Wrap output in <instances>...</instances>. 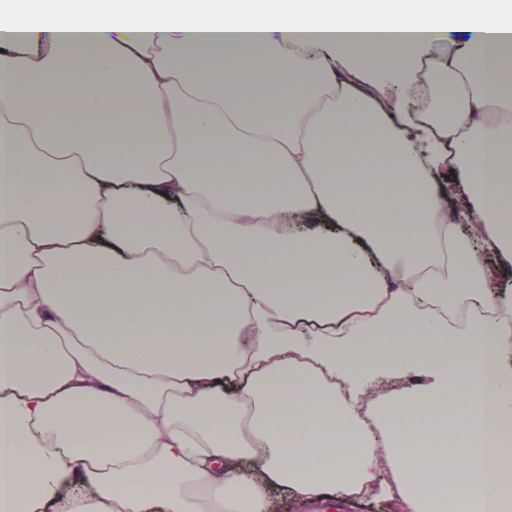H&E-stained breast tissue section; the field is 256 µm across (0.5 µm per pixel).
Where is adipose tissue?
I'll return each instance as SVG.
<instances>
[{
	"mask_svg": "<svg viewBox=\"0 0 512 512\" xmlns=\"http://www.w3.org/2000/svg\"><path fill=\"white\" fill-rule=\"evenodd\" d=\"M509 425L512 0H0V512H512Z\"/></svg>",
	"mask_w": 512,
	"mask_h": 512,
	"instance_id": "ef3b65f1",
	"label": "adipose tissue"
}]
</instances>
